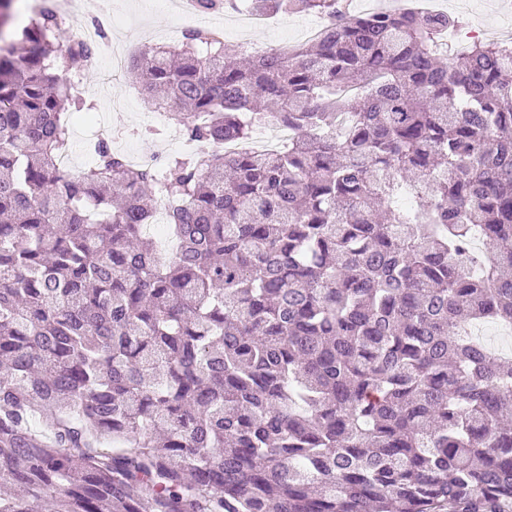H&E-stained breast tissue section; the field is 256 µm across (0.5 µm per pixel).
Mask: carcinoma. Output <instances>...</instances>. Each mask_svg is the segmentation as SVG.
Segmentation results:
<instances>
[{"label":"carcinoma","mask_w":512,"mask_h":512,"mask_svg":"<svg viewBox=\"0 0 512 512\" xmlns=\"http://www.w3.org/2000/svg\"><path fill=\"white\" fill-rule=\"evenodd\" d=\"M221 2L327 26L140 52L144 100L215 147L160 171L104 139L61 166L95 48L54 12L0 47V512H512V358L463 332L512 327V46ZM259 124L295 137L224 154ZM306 21L307 17L304 16H278L262 23L248 36H245L244 40L228 34L224 39L240 46L246 53L303 44L305 40H302V26Z\"/></svg>","instance_id":"1"}]
</instances>
